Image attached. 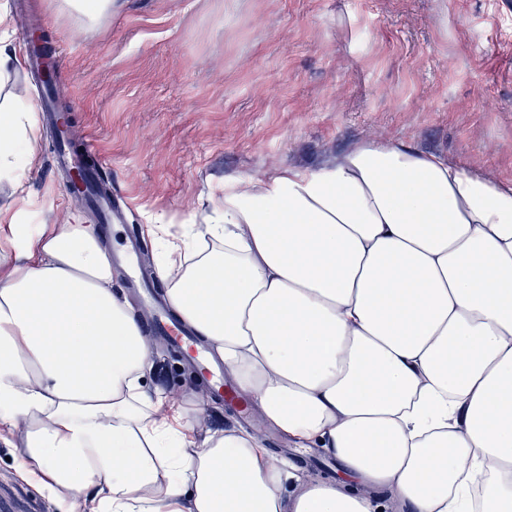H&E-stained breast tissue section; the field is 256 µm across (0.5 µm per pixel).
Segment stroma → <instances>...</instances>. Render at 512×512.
<instances>
[{
    "label": "stroma",
    "mask_w": 512,
    "mask_h": 512,
    "mask_svg": "<svg viewBox=\"0 0 512 512\" xmlns=\"http://www.w3.org/2000/svg\"><path fill=\"white\" fill-rule=\"evenodd\" d=\"M0 0V37L40 25L63 46L61 101L135 208L114 227L201 223L225 178L335 160L366 141L404 142L512 185V0H118L88 19L69 0ZM28 66L0 79V103L35 111ZM51 131L35 132L33 169L0 178V209L28 194L21 221L60 224L74 209L51 164ZM147 388L187 410L190 440L247 431L283 449L301 479L314 471L255 405L219 404L148 335ZM26 424L0 427V485L36 491L16 467Z\"/></svg>",
    "instance_id": "1"
}]
</instances>
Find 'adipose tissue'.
Wrapping results in <instances>:
<instances>
[{
    "label": "adipose tissue",
    "mask_w": 512,
    "mask_h": 512,
    "mask_svg": "<svg viewBox=\"0 0 512 512\" xmlns=\"http://www.w3.org/2000/svg\"><path fill=\"white\" fill-rule=\"evenodd\" d=\"M38 115L0 110V174L36 160ZM0 271V425L60 512H512V186L403 143L225 179L165 241L174 314L297 445L342 478L296 484L257 437L161 417L140 320L112 292L102 227L19 223Z\"/></svg>",
    "instance_id": "obj_1"
}]
</instances>
